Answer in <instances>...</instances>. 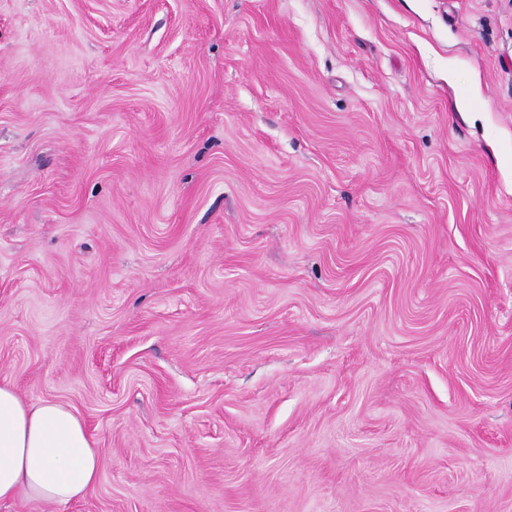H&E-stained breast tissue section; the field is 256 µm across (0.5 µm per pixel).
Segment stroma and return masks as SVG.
Segmentation results:
<instances>
[{"label": "stroma", "instance_id": "stroma-1", "mask_svg": "<svg viewBox=\"0 0 512 512\" xmlns=\"http://www.w3.org/2000/svg\"><path fill=\"white\" fill-rule=\"evenodd\" d=\"M57 512H512V0H0V383ZM101 455L79 414L55 400L28 402L0 383V504L20 499L54 508L86 496Z\"/></svg>", "mask_w": 512, "mask_h": 512}]
</instances>
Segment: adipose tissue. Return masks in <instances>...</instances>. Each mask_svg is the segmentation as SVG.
Segmentation results:
<instances>
[{"label":"adipose tissue","mask_w":512,"mask_h":512,"mask_svg":"<svg viewBox=\"0 0 512 512\" xmlns=\"http://www.w3.org/2000/svg\"><path fill=\"white\" fill-rule=\"evenodd\" d=\"M100 476V450L73 408L26 401L0 383V504L62 506L84 498Z\"/></svg>","instance_id":"1"}]
</instances>
